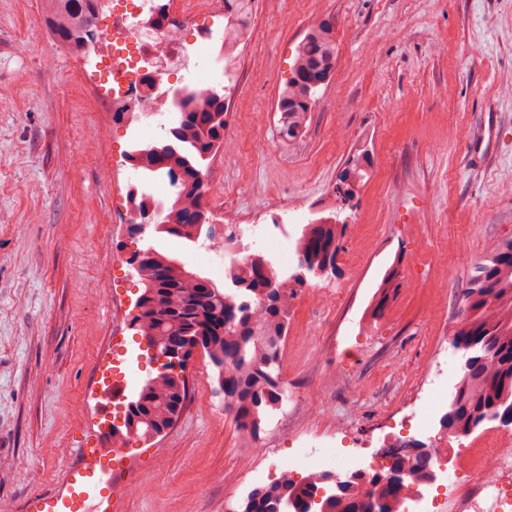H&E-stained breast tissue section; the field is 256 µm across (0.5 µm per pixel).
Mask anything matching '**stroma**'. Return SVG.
<instances>
[{"instance_id":"35a3bbf8","label":"stroma","mask_w":512,"mask_h":512,"mask_svg":"<svg viewBox=\"0 0 512 512\" xmlns=\"http://www.w3.org/2000/svg\"><path fill=\"white\" fill-rule=\"evenodd\" d=\"M43 0H0V512H33L64 490L79 448H111L103 382L144 347L131 325L144 286L127 259L144 248L104 183L126 189L131 128L100 111L105 80L87 84L78 55L42 23ZM337 54L299 140L279 134V93L313 24ZM226 66L190 53L176 86L226 87L224 146L211 177L233 186L208 211L269 220L285 236L257 241L297 272L303 224L334 211L343 167L368 153L335 272L293 301L280 360L286 401L239 432L206 354L187 367L189 396L166 433L114 455L113 481L141 494L119 512H229L284 445L281 431L371 458L384 441L431 448L443 426L403 427L449 344L475 262L512 240V0H254L251 35ZM232 78H225V71ZM401 286L380 318L368 308L384 272Z\"/></svg>"}]
</instances>
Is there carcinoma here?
Masks as SVG:
<instances>
[{
	"mask_svg": "<svg viewBox=\"0 0 512 512\" xmlns=\"http://www.w3.org/2000/svg\"><path fill=\"white\" fill-rule=\"evenodd\" d=\"M254 0H224V47L249 38ZM99 0H47L43 23L63 46L86 54L98 39L95 11ZM336 60L333 25L312 26L297 48L292 75L279 93V132L290 141L300 138L314 103L316 89L306 80H329ZM225 88L188 90L176 101L168 134L151 143H135L127 157L144 178L168 177L176 188L167 202L154 200L144 210L161 209L154 238L175 237L188 245L201 241L200 225L210 223L202 199L206 185L198 175L203 163L224 144ZM360 182L359 169L344 172L336 186V212L303 225L295 241L299 272L277 274L263 256L244 269L224 274V286L192 271L173 254L152 245L143 249L136 271L145 284L142 310L135 325L146 350L162 353L173 345L198 344L218 370L219 391L233 411L239 429L255 434L261 415L282 402L278 373L280 345L288 327L294 286L302 275H322L334 268L345 224L339 212L353 195L350 178ZM488 259L475 264V275L464 295L462 319L451 346L461 357V372L442 424L468 437L483 426L512 418V241L495 243ZM266 264L268 277L258 274ZM400 288L395 267H389L373 296L378 315ZM189 393L185 365L156 371L141 387L135 408L125 418V437L140 438L141 418L163 433L179 417ZM426 454L395 456L384 476L357 474L340 486L321 492L311 477H288L253 490L232 512H399L407 477L424 474Z\"/></svg>",
	"mask_w": 512,
	"mask_h": 512,
	"instance_id": "1",
	"label": "carcinoma"
}]
</instances>
